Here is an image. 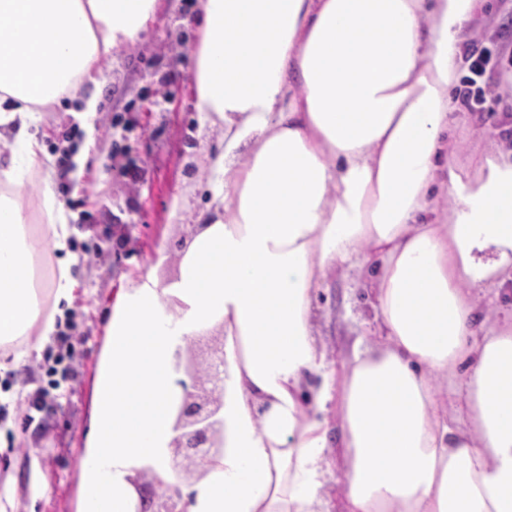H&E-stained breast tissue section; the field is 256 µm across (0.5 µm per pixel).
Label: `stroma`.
Listing matches in <instances>:
<instances>
[{
	"mask_svg": "<svg viewBox=\"0 0 512 512\" xmlns=\"http://www.w3.org/2000/svg\"><path fill=\"white\" fill-rule=\"evenodd\" d=\"M200 0H157L139 40L120 48L86 77L80 98L64 97L40 113L30 132L39 168L27 173L24 205L38 201L44 175L66 161L75 185L58 195L71 226L70 244L40 262L44 283L68 267L69 300L47 302L56 315L74 311L72 378L65 395L48 389L35 414L29 395L46 387L44 350L14 364L13 345L0 346V488H15L14 512H79L80 448L86 444L93 393L104 362L112 307L121 289L145 275L167 281L176 272L177 241L189 231L181 209L201 214L211 195L209 158L220 124L199 112L191 53L201 37ZM462 48L475 42L512 52V0H484ZM494 114L454 113L448 142L459 168L471 155L505 149L512 129V69L500 80ZM314 332L339 369L353 347L380 340L374 289L363 271L328 272L315 297Z\"/></svg>",
	"mask_w": 512,
	"mask_h": 512,
	"instance_id": "obj_1",
	"label": "stroma"
}]
</instances>
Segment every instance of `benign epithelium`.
<instances>
[{"instance_id":"obj_1","label":"benign epithelium","mask_w":512,"mask_h":512,"mask_svg":"<svg viewBox=\"0 0 512 512\" xmlns=\"http://www.w3.org/2000/svg\"><path fill=\"white\" fill-rule=\"evenodd\" d=\"M177 369L187 375L173 422L169 465L179 477H201V465L224 447V337L214 332L177 353ZM156 512H178L179 492H157L147 482Z\"/></svg>"}]
</instances>
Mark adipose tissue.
<instances>
[{
	"instance_id": "ef3b65f1",
	"label": "adipose tissue",
	"mask_w": 512,
	"mask_h": 512,
	"mask_svg": "<svg viewBox=\"0 0 512 512\" xmlns=\"http://www.w3.org/2000/svg\"><path fill=\"white\" fill-rule=\"evenodd\" d=\"M481 2L201 0L197 104L223 122L209 215L171 280L144 276L112 308L81 512H151L141 476L174 484V353L212 331L224 451L181 487L185 512H323L331 447L343 512H512V316L486 322L478 298L512 267V157H472L484 176L466 182L446 139ZM155 7L0 0V345L52 335L35 260L70 234L48 190V231H28L27 129ZM353 264L376 275L385 342L334 371L313 299Z\"/></svg>"
}]
</instances>
